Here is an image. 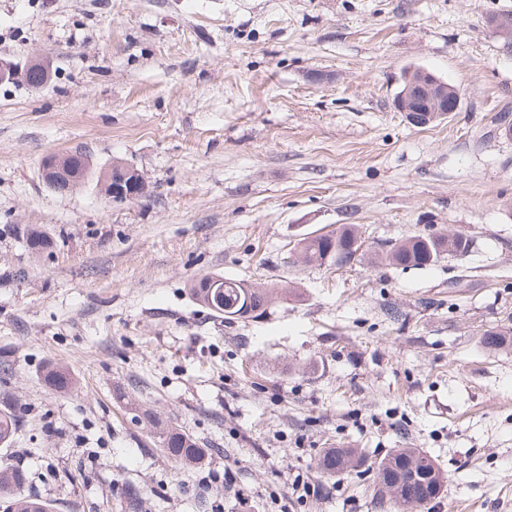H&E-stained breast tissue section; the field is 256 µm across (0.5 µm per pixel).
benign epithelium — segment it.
I'll list each match as a JSON object with an SVG mask.
<instances>
[{"label": "benign epithelium", "instance_id": "benign-epithelium-1", "mask_svg": "<svg viewBox=\"0 0 512 512\" xmlns=\"http://www.w3.org/2000/svg\"><path fill=\"white\" fill-rule=\"evenodd\" d=\"M487 24L494 33L512 43V14L490 17ZM44 65L31 59L18 70L11 64L0 62V82L15 79L20 74L34 88L44 86ZM459 96L448 82L422 68H413L404 75V86L399 92L395 107L404 113L407 122L415 127H425L457 110ZM43 182L52 190L66 193L88 179L84 157L74 153L52 154L41 165ZM101 186L105 195L114 202H125L147 191L139 171L131 165L114 163L103 175Z\"/></svg>", "mask_w": 512, "mask_h": 512}]
</instances>
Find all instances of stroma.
<instances>
[{
  "label": "stroma",
  "instance_id": "35a3bbf8",
  "mask_svg": "<svg viewBox=\"0 0 512 512\" xmlns=\"http://www.w3.org/2000/svg\"><path fill=\"white\" fill-rule=\"evenodd\" d=\"M512 0H0V459L55 512H395L372 474L322 477L325 448H416L447 477L423 512H512ZM454 86L424 128L395 108L406 70ZM94 172L50 190L52 153ZM133 165L147 192L95 179ZM355 225L354 264L302 238ZM52 240L36 253L28 233ZM472 251L389 265L414 235ZM286 287L225 323L189 286ZM76 386L49 389L47 363ZM175 428L207 448L168 455ZM231 471L201 486L209 474ZM105 195L113 202H125L147 191V186L139 171L131 165L113 163L101 179Z\"/></svg>",
  "mask_w": 512,
  "mask_h": 512
}]
</instances>
